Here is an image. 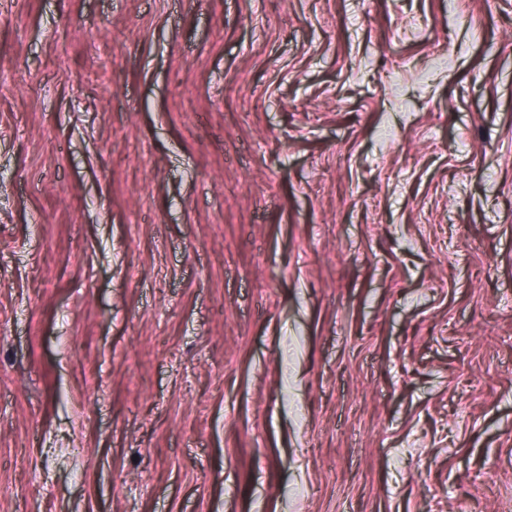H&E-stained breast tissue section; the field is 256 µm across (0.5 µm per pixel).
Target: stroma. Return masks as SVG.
Here are the masks:
<instances>
[{"mask_svg":"<svg viewBox=\"0 0 512 512\" xmlns=\"http://www.w3.org/2000/svg\"><path fill=\"white\" fill-rule=\"evenodd\" d=\"M0 512H512V0H0Z\"/></svg>","mask_w":512,"mask_h":512,"instance_id":"1","label":"stroma"}]
</instances>
